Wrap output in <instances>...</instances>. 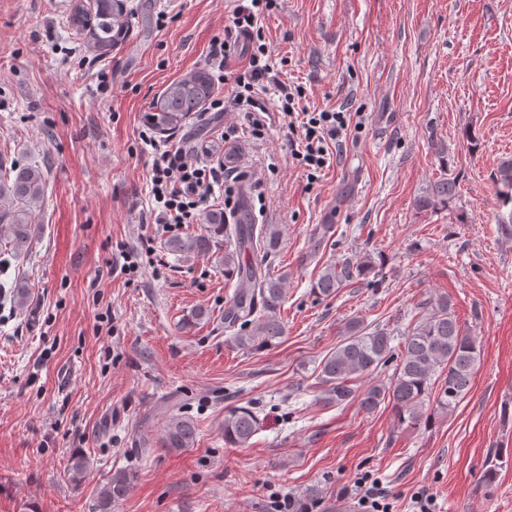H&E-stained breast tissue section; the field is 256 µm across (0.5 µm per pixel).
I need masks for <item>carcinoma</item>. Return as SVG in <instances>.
Here are the masks:
<instances>
[{
	"mask_svg": "<svg viewBox=\"0 0 512 512\" xmlns=\"http://www.w3.org/2000/svg\"><path fill=\"white\" fill-rule=\"evenodd\" d=\"M136 24L135 11L129 0H79L69 17V25L82 36L87 47L100 55H108L128 39ZM215 83L205 68L171 82L151 103L144 120L159 132H174L186 120L204 112V104L212 97ZM497 204L512 206V159L501 162L496 173ZM457 193L456 181L442 177L433 182L417 200L420 210L448 206ZM44 194L42 172L31 164H15L0 170V234L9 239L10 252L19 257L27 250L34 236L31 207ZM235 238L234 249L224 250L220 257L224 275L236 278L235 291L224 311V323L237 324L243 333L234 337L236 345L245 350L274 345L284 335L279 311L284 300L285 277L273 279L262 273L256 264L241 261V250L274 247L279 240L276 228L269 224L257 227L240 223L227 231L224 212L215 210L206 217L204 231L167 242V249L188 259L206 255L215 239ZM371 259L346 256L327 265L314 284L322 297L369 278ZM398 347L391 346L394 334L385 329L363 331L360 321L346 326L344 338L336 350L321 362L322 381L329 384L325 402L342 404L355 395L352 382L369 378L379 367L393 361L395 368L388 382H372L360 394V407L374 411L380 404L391 405L398 421L409 427L428 423L439 411L455 409L472 386L479 358L474 339L464 332L451 311L447 297L437 299L430 310L400 333ZM259 417L252 408L237 406L224 415V443L244 447L259 427ZM196 428L191 418L170 415L163 427L159 443L169 450H182L194 445ZM90 462L77 454L71 459V480L79 482ZM130 469L118 470L100 492L98 512H112V505L123 499L132 484Z\"/></svg>",
	"mask_w": 512,
	"mask_h": 512,
	"instance_id": "carcinoma-1",
	"label": "carcinoma"
}]
</instances>
